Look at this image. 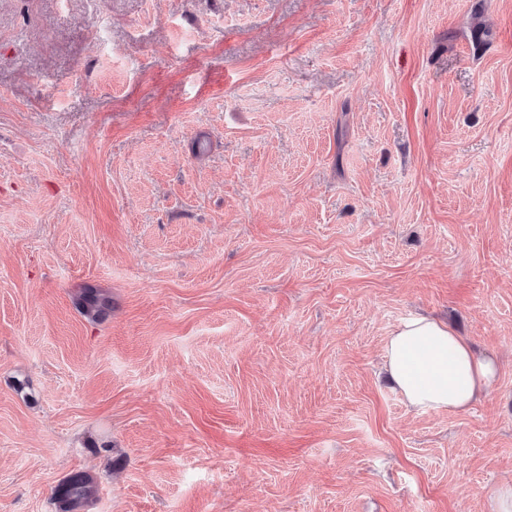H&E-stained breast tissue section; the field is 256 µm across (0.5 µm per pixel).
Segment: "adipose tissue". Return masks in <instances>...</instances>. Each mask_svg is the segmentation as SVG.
<instances>
[{"label": "adipose tissue", "mask_w": 512, "mask_h": 512, "mask_svg": "<svg viewBox=\"0 0 512 512\" xmlns=\"http://www.w3.org/2000/svg\"><path fill=\"white\" fill-rule=\"evenodd\" d=\"M383 360L404 406L418 413L466 410L497 376L493 360L477 358L447 325L419 315L395 326Z\"/></svg>", "instance_id": "adipose-tissue-1"}]
</instances>
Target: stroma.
<instances>
[{
    "label": "stroma",
    "instance_id": "stroma-1",
    "mask_svg": "<svg viewBox=\"0 0 512 512\" xmlns=\"http://www.w3.org/2000/svg\"><path fill=\"white\" fill-rule=\"evenodd\" d=\"M412 314L497 361L468 410L384 374ZM77 471V512H488L512 0H0V512ZM77 304L88 314L101 315L111 307L112 300L99 288H83L78 295Z\"/></svg>",
    "mask_w": 512,
    "mask_h": 512
}]
</instances>
